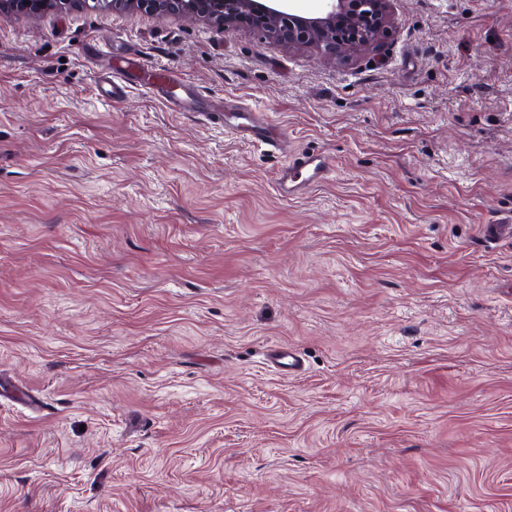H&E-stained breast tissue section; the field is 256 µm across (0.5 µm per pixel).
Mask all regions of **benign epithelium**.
Masks as SVG:
<instances>
[{
  "mask_svg": "<svg viewBox=\"0 0 512 512\" xmlns=\"http://www.w3.org/2000/svg\"><path fill=\"white\" fill-rule=\"evenodd\" d=\"M57 0H0V11L26 17L47 12ZM159 15H181L229 29L252 27L265 38L333 59L379 49L390 37L393 0H319L318 11L294 13L285 0H111Z\"/></svg>",
  "mask_w": 512,
  "mask_h": 512,
  "instance_id": "7a95c632",
  "label": "benign epithelium"
}]
</instances>
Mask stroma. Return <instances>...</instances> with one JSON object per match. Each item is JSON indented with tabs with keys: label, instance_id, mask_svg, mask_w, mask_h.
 <instances>
[{
	"label": "stroma",
	"instance_id": "stroma-1",
	"mask_svg": "<svg viewBox=\"0 0 512 512\" xmlns=\"http://www.w3.org/2000/svg\"><path fill=\"white\" fill-rule=\"evenodd\" d=\"M392 10L349 60L0 13V512H512V0ZM125 56L333 176L289 201L147 76L107 102ZM269 361L282 375L291 376L302 369L301 362L290 347L275 346L269 351Z\"/></svg>",
	"mask_w": 512,
	"mask_h": 512
}]
</instances>
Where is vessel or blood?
Listing matches in <instances>:
<instances>
[{
    "mask_svg": "<svg viewBox=\"0 0 512 512\" xmlns=\"http://www.w3.org/2000/svg\"><path fill=\"white\" fill-rule=\"evenodd\" d=\"M152 90L162 96L175 109L182 112L199 113V105L188 104L174 89L175 79L165 69L157 68L152 73ZM130 82L124 70L117 69L109 80L102 82L101 93L104 99L116 100L121 97ZM240 122L232 133L238 138L256 142L264 146L267 152L287 156L288 162L277 174L276 190L286 199L294 200L301 197L309 189L327 181L333 168L328 158L320 152H296L288 150V137L276 133L265 121L262 113L244 111L239 115ZM269 360L281 374L293 375L301 370V362L293 349L276 346L269 351Z\"/></svg>",
    "mask_w": 512,
    "mask_h": 512,
    "instance_id": "b4317fda",
    "label": "vessel or blood"
}]
</instances>
